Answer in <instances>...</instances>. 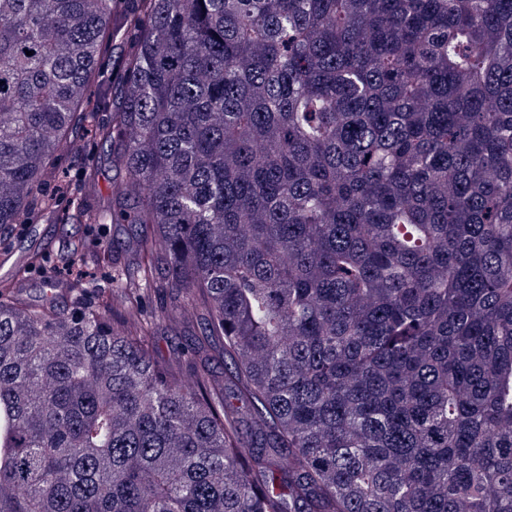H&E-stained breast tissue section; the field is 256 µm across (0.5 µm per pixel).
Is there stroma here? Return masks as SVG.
<instances>
[{
    "label": "stroma",
    "instance_id": "35a3bbf8",
    "mask_svg": "<svg viewBox=\"0 0 512 512\" xmlns=\"http://www.w3.org/2000/svg\"><path fill=\"white\" fill-rule=\"evenodd\" d=\"M53 177L43 187L44 194L55 199L57 219L50 220L39 212H32L27 223L14 226L0 237V258H18L32 245H40L46 261L39 267L23 266L18 274L24 298L39 301L43 298L46 281L57 276L55 258L59 255L68 234L81 233L94 243L108 246L116 263H123L133 248L135 228L128 224H110L103 228L67 223V215L77 206L98 207L110 204L111 187L120 177L103 149L89 135L82 136L77 156L60 154L49 162ZM94 168L100 173V193L94 198H78L72 192L83 169Z\"/></svg>",
    "mask_w": 512,
    "mask_h": 512
}]
</instances>
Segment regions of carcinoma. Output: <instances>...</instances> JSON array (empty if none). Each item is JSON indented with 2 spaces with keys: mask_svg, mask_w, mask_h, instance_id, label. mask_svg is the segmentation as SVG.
Wrapping results in <instances>:
<instances>
[{
  "mask_svg": "<svg viewBox=\"0 0 512 512\" xmlns=\"http://www.w3.org/2000/svg\"><path fill=\"white\" fill-rule=\"evenodd\" d=\"M114 2L0 0V231L94 112L139 231L0 281V512H512V0ZM202 326L199 321L184 325L163 321L153 336V343L160 355L173 358L182 347L200 336Z\"/></svg>",
  "mask_w": 512,
  "mask_h": 512,
  "instance_id": "1",
  "label": "carcinoma"
}]
</instances>
